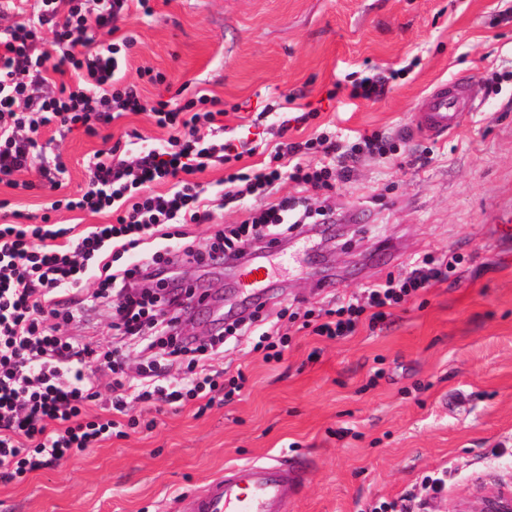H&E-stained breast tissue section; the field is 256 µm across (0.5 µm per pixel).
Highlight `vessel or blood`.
Listing matches in <instances>:
<instances>
[{"mask_svg": "<svg viewBox=\"0 0 512 512\" xmlns=\"http://www.w3.org/2000/svg\"><path fill=\"white\" fill-rule=\"evenodd\" d=\"M478 99L470 78L441 83L416 105V128L428 137L453 133L477 110ZM301 477L298 464L279 459L233 464L203 494L185 501L182 512H289Z\"/></svg>", "mask_w": 512, "mask_h": 512, "instance_id": "1", "label": "vessel or blood"}]
</instances>
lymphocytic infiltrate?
Returning <instances> with one entry per match:
<instances>
[{"label": "lymphocytic infiltrate", "instance_id": "1", "mask_svg": "<svg viewBox=\"0 0 512 512\" xmlns=\"http://www.w3.org/2000/svg\"><path fill=\"white\" fill-rule=\"evenodd\" d=\"M152 16V0H0V18L16 13L22 21L0 27V181L30 189L23 172L37 170L48 182L64 171L48 158L38 136L42 129L88 135L138 112L149 113L169 137L159 147L125 157L116 149L96 151L87 162L89 181L74 197L52 202V210L105 214L81 234L60 224H29L11 211L0 224V480L10 482L49 467L76 451L123 434L130 402L144 408L178 407L189 400L222 395L231 401L246 381L244 373L222 378L207 360L225 337H255L265 361H280L293 326L323 340H342L360 326L376 328L392 309L448 281L464 261L455 252H426L409 270L387 276L362 293L319 311L290 313L286 322L259 323L257 313L240 315L218 328L211 342L178 336L165 309L183 305L177 267L185 261L221 266L245 257L253 242L281 235L304 224L333 223V213L315 205L311 191L333 188L348 179L363 155L386 156L387 136L375 132L346 144L323 130L301 142L286 141L291 123L317 117L310 110L275 117L277 142L268 163L244 170L238 163L249 143L225 137L219 119L224 101L210 90H195L173 101L146 100L125 69L136 44L119 23L131 11ZM320 160L310 165L306 156ZM223 167L219 191L211 193L196 174ZM301 188L298 196L276 197L282 181ZM167 192H158V185ZM253 196L260 207L238 224L217 227L206 248L194 241L175 242L179 224L212 222L216 211ZM136 261L123 263L126 253ZM96 291L81 301L74 292L86 282ZM112 299L114 328L138 338L149 352L152 373L137 382L114 379L106 414L89 416L95 401L89 370L101 363L118 371V350L97 351L75 344L61 326L83 319L101 300ZM185 364L179 384L161 381L165 366Z\"/></svg>", "mask_w": 512, "mask_h": 512}]
</instances>
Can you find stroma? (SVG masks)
Instances as JSON below:
<instances>
[{
    "label": "stroma",
    "mask_w": 512,
    "mask_h": 512,
    "mask_svg": "<svg viewBox=\"0 0 512 512\" xmlns=\"http://www.w3.org/2000/svg\"><path fill=\"white\" fill-rule=\"evenodd\" d=\"M506 0H158L151 17L122 24L137 43L128 79L150 67L170 92L200 85L224 101L228 137L246 135L268 104L317 110V124L347 138L378 131L396 154L364 157L350 180L328 191L336 215L356 221L333 231L302 230L288 244L262 245L274 279L259 316L288 305L319 308L357 294L411 258L463 254L455 277L394 309L377 330L360 327L339 341L299 332L280 362L244 342L226 340L213 364L244 371L233 401L197 402L131 414L153 421L52 467L0 481V512H177L225 466L256 458L304 457L308 473L290 512H367L380 498L412 496L426 512H453L479 486L512 473V81L485 96L448 137L413 129L418 100L460 74L482 81L512 62ZM403 69L378 101L350 98L352 77L370 67ZM335 97H328L329 89ZM138 130L148 147L168 137L148 113L131 114L91 137L76 130L41 134L60 156L59 187L25 173L32 189L0 183L11 209L50 214L57 224H103V215L50 203L83 189L94 151ZM432 149L434 159L414 158ZM184 286L208 292V305L180 314L177 330L209 341L216 308L237 301L238 273L194 263L178 268ZM62 331L79 344L127 351L128 376L146 367L136 339L117 336L112 320L73 321ZM447 470L437 498L424 475Z\"/></svg>",
    "instance_id": "1"
}]
</instances>
